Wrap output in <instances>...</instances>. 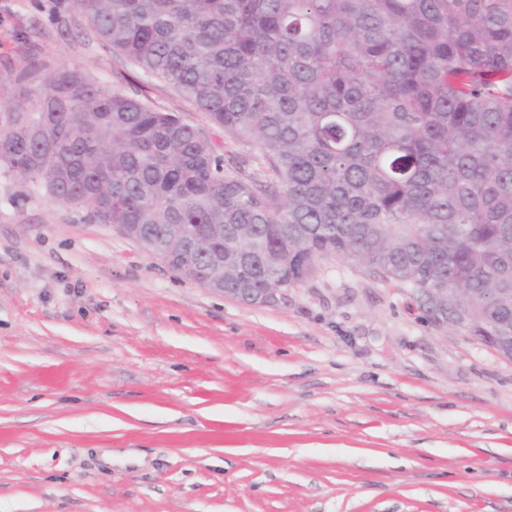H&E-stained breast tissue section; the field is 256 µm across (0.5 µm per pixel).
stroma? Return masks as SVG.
<instances>
[{
    "label": "stroma",
    "instance_id": "stroma-1",
    "mask_svg": "<svg viewBox=\"0 0 512 512\" xmlns=\"http://www.w3.org/2000/svg\"><path fill=\"white\" fill-rule=\"evenodd\" d=\"M29 59L133 80L72 0H0ZM0 512H512V364L358 264L250 306L0 177Z\"/></svg>",
    "mask_w": 512,
    "mask_h": 512
}]
</instances>
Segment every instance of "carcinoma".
<instances>
[{"mask_svg":"<svg viewBox=\"0 0 512 512\" xmlns=\"http://www.w3.org/2000/svg\"><path fill=\"white\" fill-rule=\"evenodd\" d=\"M112 51L172 85L268 177L224 169L202 129L81 67L0 75V177L94 224L207 235L226 288L297 286L358 255L384 281L512 328V0H73ZM271 253L281 260L271 266ZM179 275L204 259L176 254Z\"/></svg>","mask_w":512,"mask_h":512,"instance_id":"carcinoma-1","label":"carcinoma"}]
</instances>
